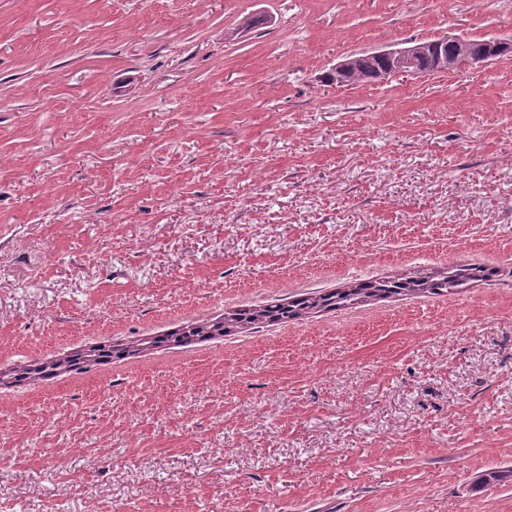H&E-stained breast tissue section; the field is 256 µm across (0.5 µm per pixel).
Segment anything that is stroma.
Instances as JSON below:
<instances>
[{"label":"stroma","mask_w":512,"mask_h":512,"mask_svg":"<svg viewBox=\"0 0 512 512\" xmlns=\"http://www.w3.org/2000/svg\"><path fill=\"white\" fill-rule=\"evenodd\" d=\"M512 0H0V374L462 259L499 280L0 384V512H512ZM442 41H448L453 46L448 45V53L444 55L439 54L436 58L432 68L434 73H446L456 69L477 68L488 63L490 60L475 51L472 39L453 35L445 36L437 42ZM402 44L407 46L347 55L329 72L336 74V76L339 74H347L354 79H363L365 74L369 72L368 69L363 66V60L376 58L388 61V65L385 70L377 71L374 81H383L399 75H418L426 73V71L417 67V59L421 57L428 43L415 40Z\"/></svg>","instance_id":"stroma-1"}]
</instances>
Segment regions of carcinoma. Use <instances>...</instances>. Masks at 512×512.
Listing matches in <instances>:
<instances>
[{
    "instance_id": "1",
    "label": "carcinoma",
    "mask_w": 512,
    "mask_h": 512,
    "mask_svg": "<svg viewBox=\"0 0 512 512\" xmlns=\"http://www.w3.org/2000/svg\"><path fill=\"white\" fill-rule=\"evenodd\" d=\"M497 274L498 271L496 270L460 261L449 263L448 267L443 270L415 267L396 279L347 282L331 291H311L278 303L273 302L249 309H239L229 314V317L236 320V324L232 326V330L224 331L223 335L231 336L235 333L259 329L270 323H286L310 313L338 309L368 299L452 294L476 282L489 281ZM201 336H203V331L200 325L193 324L175 329L164 336L155 337L150 341V344L158 346L169 343L174 346H186L192 344ZM98 350H100L99 356L92 361L86 359L71 360L69 370L87 369L111 358L126 356L121 344H106L98 347Z\"/></svg>"
}]
</instances>
